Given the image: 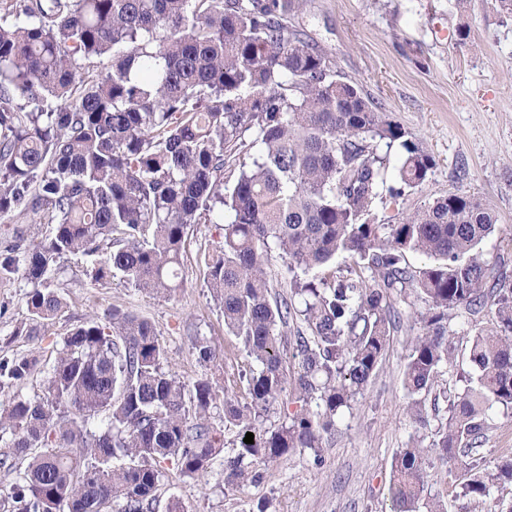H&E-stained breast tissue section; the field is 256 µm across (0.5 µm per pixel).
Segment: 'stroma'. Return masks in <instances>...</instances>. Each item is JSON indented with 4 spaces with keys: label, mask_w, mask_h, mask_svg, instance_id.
I'll return each instance as SVG.
<instances>
[{
    "label": "stroma",
    "mask_w": 512,
    "mask_h": 512,
    "mask_svg": "<svg viewBox=\"0 0 512 512\" xmlns=\"http://www.w3.org/2000/svg\"><path fill=\"white\" fill-rule=\"evenodd\" d=\"M309 42L390 112L410 140L435 162L426 182L398 203L377 205V215L410 214L425 202L462 191L478 196L497 217L482 248L488 259L507 257L512 276V18L495 0H303L288 18ZM467 31V40L457 38ZM223 239L219 224H195L181 257L182 285L168 297L140 291L115 277L94 281L80 255L56 262L48 286L65 302L37 335L20 333L28 322L27 283L0 284V358L36 355L52 366L61 340L93 316L116 308L147 319L172 371L184 381L208 376L240 394L234 382L243 359L224 316L210 300L201 257ZM400 321L376 375L325 438L321 457L302 450L262 466L260 481L238 490L224 484V458L235 451L223 407L211 421L224 443L204 477H183L165 465L155 512L178 501L184 512H391L388 493L396 453L416 438L407 407L403 370L420 332L424 305L416 296L398 303ZM207 339L216 351L203 364L193 348Z\"/></svg>",
    "instance_id": "1"
}]
</instances>
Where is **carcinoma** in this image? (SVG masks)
<instances>
[{"mask_svg": "<svg viewBox=\"0 0 512 512\" xmlns=\"http://www.w3.org/2000/svg\"><path fill=\"white\" fill-rule=\"evenodd\" d=\"M299 3L0 0V219L53 225L33 247L15 230L0 249V283L32 285L30 335L62 309L41 284L65 254L89 258L97 281L118 275L168 296L188 229L219 215L224 241L203 256L206 285L244 355V401L224 399V429L239 439L224 458L231 487L299 449L322 458L324 434L375 376L406 290L426 305L403 377L423 429L420 395L454 363L452 312H485L466 337L463 392H440L448 416L438 438L401 449L389 486L393 512H447L425 491L429 457L450 459L461 512H478L512 483V455L492 467L477 456L489 411H512V281L504 258L482 250L496 216L454 191L406 217H376L377 203L426 181L433 159L288 25ZM109 53V69H91ZM382 145L403 151L393 181ZM274 250L290 272L344 254L353 263L295 275L274 297L264 268ZM411 253L432 262L414 271ZM290 356L295 371L284 369ZM38 365L34 355L1 358L0 392ZM220 389L208 377L182 381L144 318L114 309L84 322L63 338L42 398L0 405V432L26 463L0 495L15 512H151L162 464L198 479L224 447L210 422ZM275 411L278 424L265 426Z\"/></svg>", "mask_w": 512, "mask_h": 512, "instance_id": "1", "label": "carcinoma"}]
</instances>
